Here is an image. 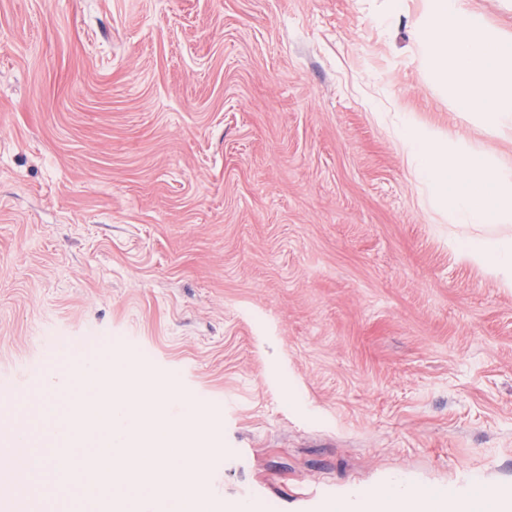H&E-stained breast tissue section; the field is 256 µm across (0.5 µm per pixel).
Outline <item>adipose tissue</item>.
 <instances>
[{"label":"adipose tissue","mask_w":512,"mask_h":512,"mask_svg":"<svg viewBox=\"0 0 512 512\" xmlns=\"http://www.w3.org/2000/svg\"><path fill=\"white\" fill-rule=\"evenodd\" d=\"M414 29L429 73L465 120L512 128V41L475 14L469 0H425ZM398 143L450 223L481 227V234L460 240L461 256L512 286V173L475 153L457 132L406 127ZM372 498L376 512H405L409 501L424 507L430 500L397 479Z\"/></svg>","instance_id":"1"}]
</instances>
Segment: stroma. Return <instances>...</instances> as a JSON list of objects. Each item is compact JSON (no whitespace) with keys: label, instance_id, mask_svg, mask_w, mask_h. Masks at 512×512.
<instances>
[{"label":"stroma","instance_id":"1","mask_svg":"<svg viewBox=\"0 0 512 512\" xmlns=\"http://www.w3.org/2000/svg\"><path fill=\"white\" fill-rule=\"evenodd\" d=\"M0 0V387L81 362L221 424L212 501L512 485V288L401 125L466 135L424 0ZM248 455L237 459V446Z\"/></svg>","mask_w":512,"mask_h":512}]
</instances>
